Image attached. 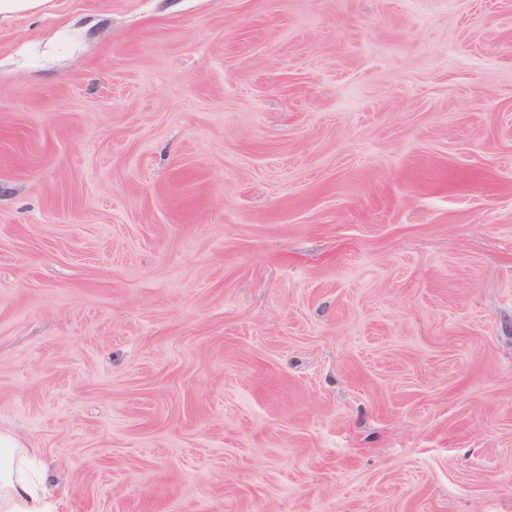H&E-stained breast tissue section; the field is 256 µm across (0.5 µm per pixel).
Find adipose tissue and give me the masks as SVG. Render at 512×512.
I'll return each mask as SVG.
<instances>
[{
  "label": "adipose tissue",
  "instance_id": "1",
  "mask_svg": "<svg viewBox=\"0 0 512 512\" xmlns=\"http://www.w3.org/2000/svg\"><path fill=\"white\" fill-rule=\"evenodd\" d=\"M36 448L0 431V512H54V489L31 468Z\"/></svg>",
  "mask_w": 512,
  "mask_h": 512
}]
</instances>
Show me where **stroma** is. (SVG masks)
<instances>
[{
    "label": "stroma",
    "mask_w": 512,
    "mask_h": 512,
    "mask_svg": "<svg viewBox=\"0 0 512 512\" xmlns=\"http://www.w3.org/2000/svg\"><path fill=\"white\" fill-rule=\"evenodd\" d=\"M0 430L55 512H512V0L1 23Z\"/></svg>",
    "instance_id": "stroma-1"
}]
</instances>
